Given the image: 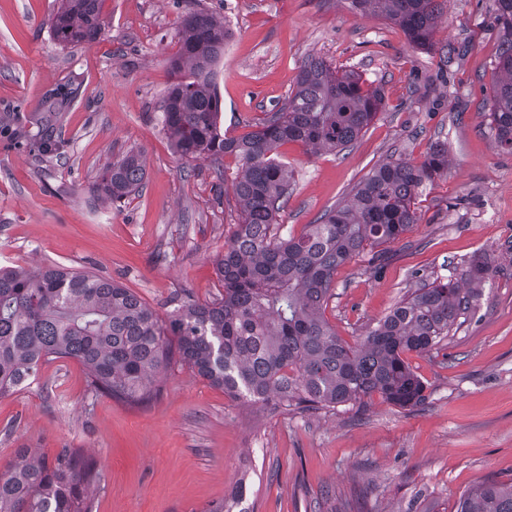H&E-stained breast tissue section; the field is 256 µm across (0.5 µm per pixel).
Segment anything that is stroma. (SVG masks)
<instances>
[{
  "label": "stroma",
  "instance_id": "obj_1",
  "mask_svg": "<svg viewBox=\"0 0 512 512\" xmlns=\"http://www.w3.org/2000/svg\"><path fill=\"white\" fill-rule=\"evenodd\" d=\"M59 0H0V266L58 264L109 277L160 317L176 298L223 292L215 259L238 222L237 161L182 159L162 129L182 24L223 17L218 91L226 136L254 130L321 58L382 89L385 108L350 147H280L293 171L281 236L344 205L377 165L448 166L419 187L418 224L336 270L325 316L355 343L404 296L439 279L471 293L447 339L405 359L425 401L379 395L316 412L235 400L189 369L144 405L92 393L74 359L42 365L0 395V471L18 449L54 462L78 448L98 462L91 512H208L245 487L243 512H456L479 484H512V154L488 130L498 51L493 0H445L434 47L348 0H104V29L63 48L48 32ZM50 139V150L41 142ZM142 154V187L105 204L94 186L113 158ZM488 260L480 279L465 270Z\"/></svg>",
  "mask_w": 512,
  "mask_h": 512
}]
</instances>
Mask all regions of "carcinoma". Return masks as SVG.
Wrapping results in <instances>:
<instances>
[{"instance_id": "obj_1", "label": "carcinoma", "mask_w": 512, "mask_h": 512, "mask_svg": "<svg viewBox=\"0 0 512 512\" xmlns=\"http://www.w3.org/2000/svg\"><path fill=\"white\" fill-rule=\"evenodd\" d=\"M361 12L397 24L409 41L432 48L439 0H349ZM103 0H61L49 32L61 47L94 42L102 32ZM499 48L489 129L512 153V0H494ZM225 25L197 10L183 21L172 61L179 78L164 100L162 124L185 158L236 156L234 192L242 211L216 260L224 287L206 303L187 301L163 322L135 292L109 278L58 265L0 268V395L35 376L44 362L72 358L87 370L91 391L129 405L152 396L148 384L179 365L228 396L274 402L303 411L356 404L378 393L400 408L425 400V386L403 358L428 353L470 306L459 286L433 280L404 297L354 346L324 318L335 297L336 269L366 247L392 243L418 223L415 191L448 166L434 145L415 166H376L349 204L325 211L298 236L278 234L292 173L277 149L295 142L342 150L380 112V88L364 87L353 71L337 74L323 59L301 66L295 88L246 135L227 138L220 126L216 65L224 56ZM145 169L130 150L104 169L98 196L120 202L138 191ZM176 340H171V337ZM101 480L96 460L64 448L53 466L22 449L0 473V512H91L86 493ZM459 512H512V485H481Z\"/></svg>"}]
</instances>
